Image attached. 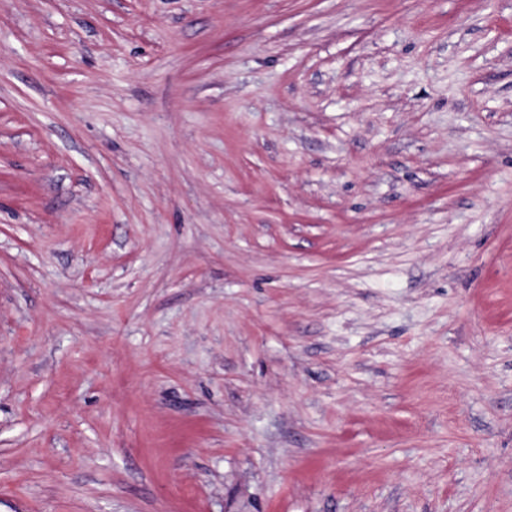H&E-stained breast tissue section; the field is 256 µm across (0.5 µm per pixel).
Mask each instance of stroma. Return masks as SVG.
I'll list each match as a JSON object with an SVG mask.
<instances>
[{
	"instance_id": "obj_1",
	"label": "stroma",
	"mask_w": 512,
	"mask_h": 512,
	"mask_svg": "<svg viewBox=\"0 0 512 512\" xmlns=\"http://www.w3.org/2000/svg\"><path fill=\"white\" fill-rule=\"evenodd\" d=\"M0 512H512V0H0Z\"/></svg>"
}]
</instances>
